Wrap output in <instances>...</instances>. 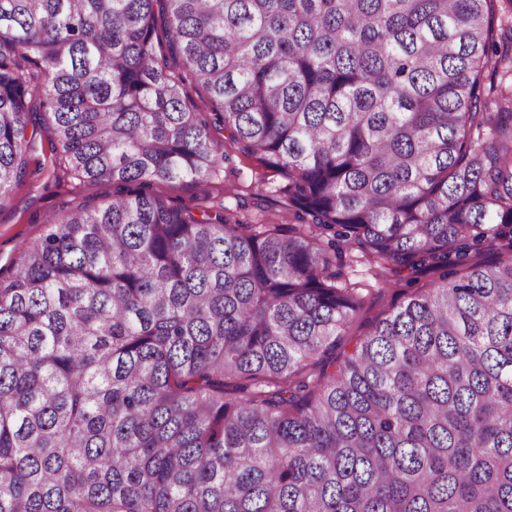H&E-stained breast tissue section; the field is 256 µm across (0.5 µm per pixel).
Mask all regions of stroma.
I'll return each instance as SVG.
<instances>
[{
  "label": "stroma",
  "instance_id": "35a3bbf8",
  "mask_svg": "<svg viewBox=\"0 0 512 512\" xmlns=\"http://www.w3.org/2000/svg\"><path fill=\"white\" fill-rule=\"evenodd\" d=\"M224 148V164L210 184L161 183L156 185V193L172 203L192 204L201 211L222 202L237 207L239 215L254 224H291V216L281 211L279 198L273 192L275 186L282 184V177L257 157L245 153L240 145L228 142ZM28 167L29 174L24 182L13 187L0 201L1 269L13 264L23 244L42 236L50 215L61 214L76 202L96 204L112 197V187L108 183L79 181L64 174L50 151L47 135L37 136L28 156ZM259 186L269 193L266 207L262 210L251 203L252 195ZM437 279V274L428 273L413 287L403 282L385 285L376 279L367 265L354 263L345 267L342 282L355 285L364 303L345 328L338 353L351 351L370 324L404 301L413 289L428 290L434 287Z\"/></svg>",
  "mask_w": 512,
  "mask_h": 512
}]
</instances>
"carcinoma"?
Masks as SVG:
<instances>
[{
    "instance_id": "cac0c4a2",
    "label": "carcinoma",
    "mask_w": 512,
    "mask_h": 512,
    "mask_svg": "<svg viewBox=\"0 0 512 512\" xmlns=\"http://www.w3.org/2000/svg\"><path fill=\"white\" fill-rule=\"evenodd\" d=\"M501 2L0 0V200L38 109L115 185L0 271V512H512ZM223 131L297 223L152 191ZM348 261L438 282L338 363Z\"/></svg>"
}]
</instances>
